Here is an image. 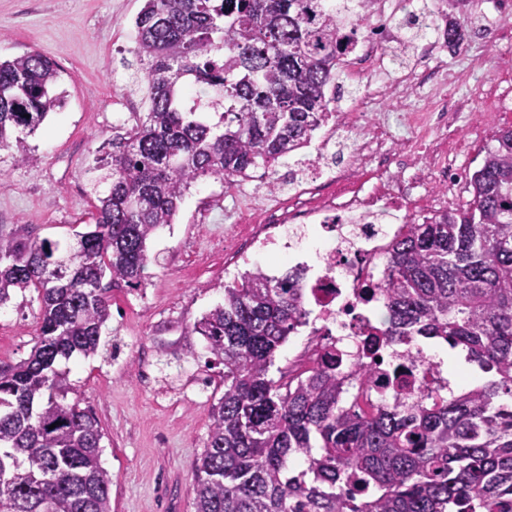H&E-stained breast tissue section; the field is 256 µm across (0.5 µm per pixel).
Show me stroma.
Returning <instances> with one entry per match:
<instances>
[{"instance_id":"35a3bbf8","label":"stroma","mask_w":512,"mask_h":512,"mask_svg":"<svg viewBox=\"0 0 512 512\" xmlns=\"http://www.w3.org/2000/svg\"><path fill=\"white\" fill-rule=\"evenodd\" d=\"M144 0H0V60L37 52L57 64L61 107L29 136L30 152L17 162L0 151V229H21L34 239L75 242L86 231L97 199L93 160L120 127L142 116L141 95L129 85L135 60V19ZM472 24L459 48L420 52L390 42L376 48L384 69L368 60L342 59L345 86L340 112L361 111L383 122L390 147L413 140L396 120L387 96L401 80L433 70L471 69L458 96L463 105L448 130L449 160L457 175L453 194L442 184L416 189L408 214L433 216L451 198H472L467 182L494 146L497 132L512 126V6L474 0ZM479 68H471L473 59ZM297 155L281 159L277 188L250 180L232 187L211 179L194 184L173 224L149 244L145 292H111L105 333L115 359L73 357L69 381L92 409L104 433L103 466L112 476V512H194L190 486L207 439L209 397L223 391L219 369L208 368L202 336L191 328L224 301V288L243 272V261L224 264L225 246H237L239 207L259 194L295 210L307 199L302 182H290ZM36 292L0 308V362L27 358L39 336ZM210 386H203V379Z\"/></svg>"}]
</instances>
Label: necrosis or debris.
<instances>
[{
	"mask_svg": "<svg viewBox=\"0 0 512 512\" xmlns=\"http://www.w3.org/2000/svg\"><path fill=\"white\" fill-rule=\"evenodd\" d=\"M413 95L410 87L393 92L397 119L427 142L434 158L430 170L445 173L441 162L448 150L445 134L450 112L459 103L448 99L439 88L434 92L432 106L418 108L411 103ZM383 136L384 127L379 123L360 129L361 144L348 167L337 175V187H344L368 167L406 170L415 165L417 155L412 146H405L398 153L389 151ZM409 189V183L390 180L383 184L381 192L372 195L308 202V221L302 225L289 223L282 213L260 216L251 224L247 232L249 249L258 254L278 251L287 257L289 266L309 270L301 281L304 302L311 313L308 341L297 354V363L320 361L324 346L334 343L346 344L347 359L364 357L368 341L385 330V313L378 295L385 255L390 241L404 232L409 219L399 213L390 224L382 225L355 224L351 218L374 212L380 201L399 198ZM397 365L406 371L408 392L433 389L445 394L451 389L433 347L417 340L402 348L384 344L377 354L370 383L380 402H390L396 396L387 372Z\"/></svg>",
	"mask_w": 512,
	"mask_h": 512,
	"instance_id": "necrosis-or-debris-1",
	"label": "necrosis or debris"
}]
</instances>
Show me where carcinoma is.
I'll list each match as a JSON object with an SVG mask.
<instances>
[{"instance_id": "carcinoma-1", "label": "carcinoma", "mask_w": 512, "mask_h": 512, "mask_svg": "<svg viewBox=\"0 0 512 512\" xmlns=\"http://www.w3.org/2000/svg\"><path fill=\"white\" fill-rule=\"evenodd\" d=\"M360 14L326 0H146L135 19L144 117L95 158L107 186L74 245L0 229V306L29 289L40 303L28 358L0 364V512H112L104 434L69 399L76 354L104 347L108 289L142 287L148 241L187 191L230 187L312 140L336 102V65ZM448 47L465 39L453 19ZM59 69L39 53L0 62V151L61 106ZM487 149L468 208L409 224L387 251L379 294L390 342L436 336L496 379L457 394L390 404L367 393L371 366L329 364L269 377L307 324L301 273L256 266L192 332L224 366L194 512H512V127Z\"/></svg>"}]
</instances>
